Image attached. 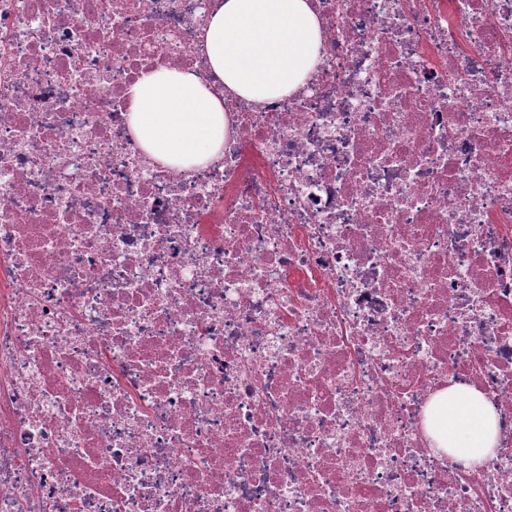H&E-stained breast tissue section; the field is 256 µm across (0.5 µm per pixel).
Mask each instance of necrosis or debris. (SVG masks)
<instances>
[{
    "mask_svg": "<svg viewBox=\"0 0 512 512\" xmlns=\"http://www.w3.org/2000/svg\"><path fill=\"white\" fill-rule=\"evenodd\" d=\"M311 3V81L183 171L129 90L214 0H0V512H512V0ZM426 431L435 448L479 463L497 448L498 414L477 390L453 386L436 397Z\"/></svg>",
    "mask_w": 512,
    "mask_h": 512,
    "instance_id": "necrosis-or-debris-1",
    "label": "necrosis or debris"
}]
</instances>
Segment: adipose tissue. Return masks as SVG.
<instances>
[{
  "label": "adipose tissue",
  "instance_id": "1",
  "mask_svg": "<svg viewBox=\"0 0 512 512\" xmlns=\"http://www.w3.org/2000/svg\"><path fill=\"white\" fill-rule=\"evenodd\" d=\"M320 41L308 0H217L201 51L221 88L192 71L145 72L130 90L131 133L152 162L180 170L214 162L228 135L225 98L259 106L296 93ZM426 431L435 447L478 463L498 445V414L477 390L454 386L436 397Z\"/></svg>",
  "mask_w": 512,
  "mask_h": 512
}]
</instances>
